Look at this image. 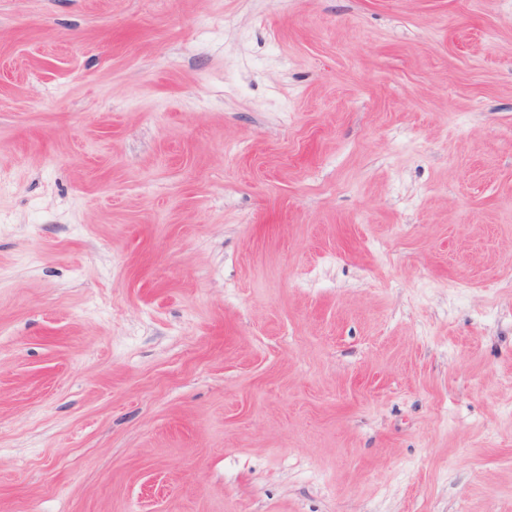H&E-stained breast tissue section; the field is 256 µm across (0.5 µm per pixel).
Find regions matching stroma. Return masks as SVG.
<instances>
[{
  "mask_svg": "<svg viewBox=\"0 0 512 512\" xmlns=\"http://www.w3.org/2000/svg\"><path fill=\"white\" fill-rule=\"evenodd\" d=\"M0 512H512V0H0Z\"/></svg>",
  "mask_w": 512,
  "mask_h": 512,
  "instance_id": "stroma-1",
  "label": "stroma"
}]
</instances>
